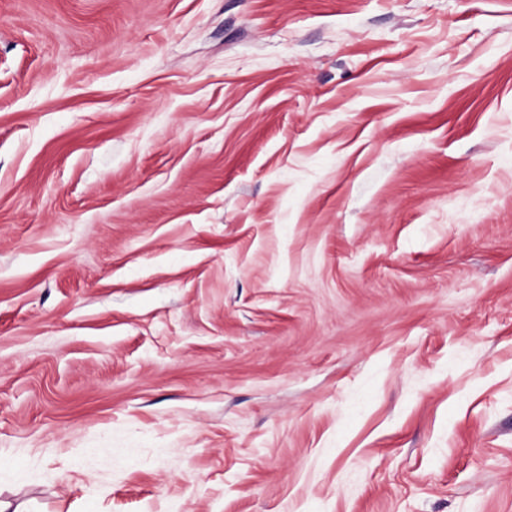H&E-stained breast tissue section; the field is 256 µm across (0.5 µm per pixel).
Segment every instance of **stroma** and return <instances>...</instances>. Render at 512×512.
I'll return each instance as SVG.
<instances>
[{"label":"stroma","instance_id":"1","mask_svg":"<svg viewBox=\"0 0 512 512\" xmlns=\"http://www.w3.org/2000/svg\"><path fill=\"white\" fill-rule=\"evenodd\" d=\"M0 500L512 512V0H0Z\"/></svg>","mask_w":512,"mask_h":512}]
</instances>
